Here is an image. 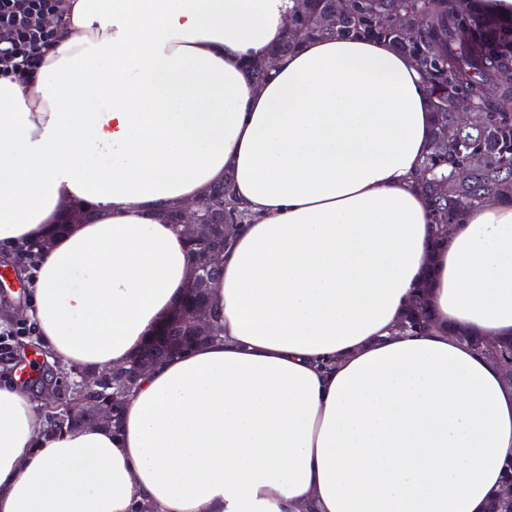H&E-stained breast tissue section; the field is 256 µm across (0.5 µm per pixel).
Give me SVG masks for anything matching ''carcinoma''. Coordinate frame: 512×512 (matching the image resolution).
Returning <instances> with one entry per match:
<instances>
[{"label": "carcinoma", "instance_id": "cac0c4a2", "mask_svg": "<svg viewBox=\"0 0 512 512\" xmlns=\"http://www.w3.org/2000/svg\"><path fill=\"white\" fill-rule=\"evenodd\" d=\"M288 17V28L272 46L269 55L280 59L296 51L302 42L315 37H351L384 40L418 60L429 85L433 118V140L416 175V186L428 198L431 224H455L464 211L486 202L512 201V87L496 76L512 69V20L485 13L465 17L455 0H351L348 10L332 24L326 23L331 0H296ZM468 29L469 38L455 47L457 29ZM465 95L482 108L476 114L477 128L455 153L445 150L441 129L454 113V98ZM471 172L466 181L455 177L457 166ZM448 184L441 197L437 186ZM231 178L207 195L202 215L211 222L224 214V190ZM427 283L415 288L417 302L403 317L401 329L425 330L431 323ZM199 320L210 338L222 335L220 314L197 303L193 282H188L184 299L174 316L144 345V349L172 356L181 326Z\"/></svg>", "mask_w": 512, "mask_h": 512}]
</instances>
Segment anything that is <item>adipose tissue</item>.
<instances>
[{"instance_id":"1","label":"adipose tissue","mask_w":512,"mask_h":512,"mask_svg":"<svg viewBox=\"0 0 512 512\" xmlns=\"http://www.w3.org/2000/svg\"><path fill=\"white\" fill-rule=\"evenodd\" d=\"M293 6L62 0L39 70L0 73V253L49 240L28 316L62 364H122L180 305L165 209L229 173L251 216L210 290L223 336L149 371L119 429L48 431L0 378V512H485L500 491L512 384L454 332L512 339V203L433 246L421 70L314 38L255 84ZM424 279L433 328L398 333Z\"/></svg>"}]
</instances>
